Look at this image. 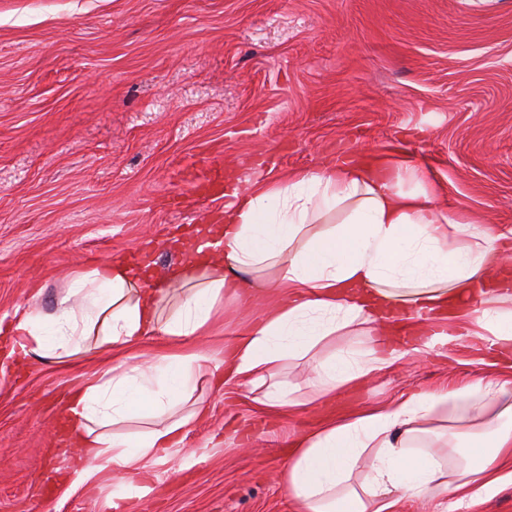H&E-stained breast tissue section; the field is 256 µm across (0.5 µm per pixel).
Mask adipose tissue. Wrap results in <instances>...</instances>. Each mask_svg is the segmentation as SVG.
<instances>
[{"instance_id": "ef3b65f1", "label": "adipose tissue", "mask_w": 512, "mask_h": 512, "mask_svg": "<svg viewBox=\"0 0 512 512\" xmlns=\"http://www.w3.org/2000/svg\"><path fill=\"white\" fill-rule=\"evenodd\" d=\"M377 175L363 163L305 170L234 190L209 233L224 252L172 267L151 281L120 261L78 270L55 309L28 312L16 330L25 353L55 362L112 354L100 376L72 391L65 414L75 445L92 464L79 481L131 477L161 460L204 412L200 384L216 367L200 352L118 357L151 336L205 335L226 296L251 277L269 304L224 360L232 379L269 415L299 407L289 361L336 336L413 322L463 302L496 255L512 252V229L464 224L436 211L425 186L404 189L407 166ZM512 295L466 315L502 345L512 344ZM395 353L342 348L315 361L314 382L329 394L391 366ZM451 417L478 424L476 440L446 451L412 450L421 422ZM512 458V382L479 378L452 391L408 395L384 408L328 421L297 437L283 481L295 512H391L402 500L475 501L503 481ZM361 482H354L357 467Z\"/></svg>"}]
</instances>
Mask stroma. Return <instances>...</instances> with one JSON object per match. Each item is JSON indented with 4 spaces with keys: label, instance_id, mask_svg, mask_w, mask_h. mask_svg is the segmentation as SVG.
<instances>
[{
    "label": "stroma",
    "instance_id": "35a3bbf8",
    "mask_svg": "<svg viewBox=\"0 0 512 512\" xmlns=\"http://www.w3.org/2000/svg\"><path fill=\"white\" fill-rule=\"evenodd\" d=\"M211 151L253 181L387 152L437 208L512 227V0H0V512H109L127 494L140 512H295L282 471L298 434L412 392L512 380V358L462 335L459 316L446 345L329 395L289 363L293 414L264 415L220 371L169 460L75 486L79 452L55 438L101 359H36L15 325L51 310L73 270L130 253L158 276L185 262L183 227L215 206L179 174ZM263 307L242 288L181 350L223 359Z\"/></svg>",
    "mask_w": 512,
    "mask_h": 512
}]
</instances>
